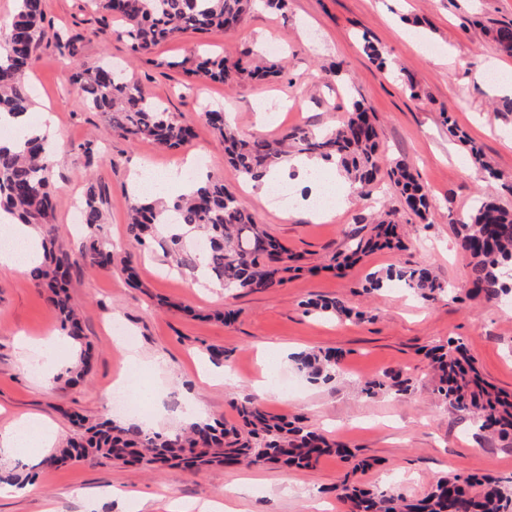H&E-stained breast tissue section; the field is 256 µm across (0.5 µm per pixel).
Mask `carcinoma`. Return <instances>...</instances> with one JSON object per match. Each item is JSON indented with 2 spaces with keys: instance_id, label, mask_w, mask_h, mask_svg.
<instances>
[{
  "instance_id": "1",
  "label": "carcinoma",
  "mask_w": 512,
  "mask_h": 512,
  "mask_svg": "<svg viewBox=\"0 0 512 512\" xmlns=\"http://www.w3.org/2000/svg\"><path fill=\"white\" fill-rule=\"evenodd\" d=\"M254 0H87L101 20L116 22L113 33L128 43L135 55H146L159 44L183 33H204L236 28L251 10ZM46 13L42 0H17L5 24H0V119L5 115L24 116L33 99L25 79L34 67L37 50L45 36ZM499 50L512 55V24L495 29ZM76 38L65 31L56 34L60 54L75 56ZM279 64L248 69L237 61L200 57L188 75L213 81L232 82L250 77L261 80L282 73ZM71 85L90 108L112 120V129L130 142L150 141L165 149L177 148L193 137L192 127L150 97L139 81L103 64L77 67ZM207 123L218 132L224 154L239 174L251 181L265 176L284 158L294 154L330 162L341 168L351 188L366 194L383 181L395 186L409 215L424 224L432 208L427 191L403 159L384 160L378 150L375 117L360 99H351L345 117L338 124L315 131L305 127L285 130L275 138L244 139L225 122L224 111L204 112ZM458 139L471 158L491 179L497 172L483 160L481 149L465 135ZM0 135V209L13 214L20 223L45 228V261L32 266L29 277L46 293V301L56 313L60 329L78 340L82 326L70 303L68 288L71 270L89 265L112 269V245L99 236L103 218L98 184L90 183L82 201L87 244L77 255L55 249L54 203L51 185L59 159L50 155L44 139L24 135L16 148L7 146ZM127 234L131 243L144 246L158 242L163 257L177 267L195 273L200 253L190 244L201 232L208 241V259L202 276L232 292L264 293L283 287L288 272L301 268L303 256L291 252L277 237L256 222L247 205L224 188V183L205 179L191 195L179 194L167 201L138 200L131 204ZM169 212L170 235L159 238L157 224ZM375 235L359 239L349 254L334 258L344 269L353 258L373 248H398L401 239L397 222L380 221ZM459 250L470 256V292L489 301L512 292L501 283V265L512 261V211L493 201H484L467 221L459 222L456 236ZM410 288L426 301L435 299L444 288L425 268H394L369 274L364 289ZM307 309L324 316H351V309L336 298L306 302ZM94 348H81L76 362L66 369V380L77 383L90 368ZM433 360L440 371L436 396L443 403L469 413L479 431L502 438L512 436V397L493 391L479 377L463 344L453 339L434 347ZM295 369L313 383H330L338 375L339 359L331 351L300 353L293 359ZM408 390L406 381L388 383L381 379L364 382L361 393L375 397ZM238 421L191 422L174 434L146 432L136 423L109 419L88 425L71 416L74 436L54 453L26 472H6L0 484L22 488L32 482L41 467L81 463L96 459L132 462L155 469L166 464L195 467L224 464L271 463L308 468L324 455L350 457L348 446L323 433L265 413L252 403L235 406ZM336 496L344 512H512V485L492 475L443 477L419 500L409 501L396 489L369 488L343 482Z\"/></svg>"
}]
</instances>
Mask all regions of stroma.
Listing matches in <instances>:
<instances>
[{
    "label": "stroma",
    "instance_id": "stroma-1",
    "mask_svg": "<svg viewBox=\"0 0 512 512\" xmlns=\"http://www.w3.org/2000/svg\"><path fill=\"white\" fill-rule=\"evenodd\" d=\"M44 8L51 24L28 84L37 112L52 113L62 136L54 173L59 248L81 250L85 232L71 222L72 203L94 181L102 196L100 234L124 253L132 171L144 164L163 171L192 159L239 196L272 235L303 254L306 268L290 274L285 287L256 294L191 287L190 276L169 270L156 245L135 251L133 284L117 265L75 269L72 303L95 348L89 372L75 386L62 379L44 383L20 363L19 339L58 332L59 321L27 273L0 269V430L33 415L53 424L61 442L77 412L91 421L148 418L173 433L185 422L180 401L194 399L207 419L232 423L235 404L250 399L336 436L369 465L355 472L326 455L307 469L175 466L154 474L101 459L44 468L24 492L1 488L0 512H203L227 502L235 512H314L316 502L321 512H341L335 488L351 471L363 485L389 486L409 498L423 496L446 475L512 478V441L485 438L467 415L438 401V377L427 357L436 344L461 339L485 379L512 393V312L502 302L469 296L470 259L455 248L456 220L479 201L512 210V114L500 109L512 94L478 78L506 59L491 29L512 21V0H288L283 15L258 4L236 31L186 33L142 56L96 23L84 0H44ZM60 27L80 34L76 57L58 54L54 33ZM367 40L384 50L390 66L378 67L366 56ZM205 47L231 59L277 62L284 71L228 86L165 69L170 60L194 66ZM105 59L125 66L150 96L193 126L195 138L169 150L114 133L108 118L89 110L68 82L73 63ZM338 63L349 83L331 77ZM351 95L376 113L384 155L417 170L432 201L429 225L406 223L404 201L390 185L366 199L334 170L328 177L338 204L327 218L258 199L225 160L201 110L206 102L223 104L241 137H272L287 128L335 124ZM452 124L482 146L499 180H487L449 133ZM89 140L99 151L91 164L81 150ZM379 206L400 220L405 249L372 251L341 274L329 269L330 257L350 246ZM391 267L429 268L445 292L433 301L407 289L365 292L369 273ZM312 298L340 299L354 314L306 312ZM228 309L236 313L233 321L216 319ZM116 324L145 359L135 380L153 388L156 406L144 416L112 405V384L124 366V348L111 332ZM212 348L230 355L231 377L221 384L198 376ZM312 350L338 353L335 381L315 384L295 371L292 355ZM387 375L407 379V392L361 395L363 381Z\"/></svg>",
    "mask_w": 512,
    "mask_h": 512
}]
</instances>
